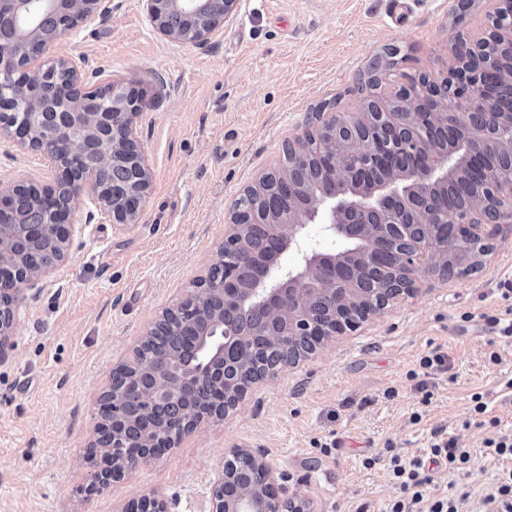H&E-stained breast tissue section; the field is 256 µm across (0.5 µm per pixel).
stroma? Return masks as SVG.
Here are the masks:
<instances>
[{
	"instance_id": "1",
	"label": "stroma",
	"mask_w": 512,
	"mask_h": 512,
	"mask_svg": "<svg viewBox=\"0 0 512 512\" xmlns=\"http://www.w3.org/2000/svg\"><path fill=\"white\" fill-rule=\"evenodd\" d=\"M498 0H241L209 43L161 36L141 0H112L110 18L80 24L55 46L85 56L102 79L144 93L140 137L152 184L138 224L121 230L95 214L75 234L55 277L20 307L0 355V512H122L150 493L168 512H209L229 449L265 456L288 491L318 512H385L399 494L384 459L425 455L433 432L471 454L465 475L430 470L434 495L473 512L503 463L487 439L512 434V338L496 335L500 287L512 281V228L467 276L420 278L411 297L317 354L253 385L223 419L88 495L83 466L112 371L132 359L145 331L205 277L224 241L232 204L283 161L313 112L361 109L359 86L385 48L400 56L384 90L454 63L456 35L483 37ZM56 171L37 152L0 140V181L42 185ZM448 371L424 398L409 373L433 348ZM483 393L497 427L468 425ZM420 422H413V413ZM333 440L320 450L314 443ZM375 458L365 466V458Z\"/></svg>"
}]
</instances>
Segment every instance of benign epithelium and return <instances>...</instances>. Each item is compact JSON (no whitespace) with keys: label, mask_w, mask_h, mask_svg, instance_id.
I'll return each mask as SVG.
<instances>
[{"label":"benign epithelium","mask_w":512,"mask_h":512,"mask_svg":"<svg viewBox=\"0 0 512 512\" xmlns=\"http://www.w3.org/2000/svg\"><path fill=\"white\" fill-rule=\"evenodd\" d=\"M78 2L82 8L76 13L73 0H0V9L11 10L9 42L0 44V68H11V85H0V137L22 151L46 154L58 170L54 184L35 187L36 207L46 223L19 226L21 236L31 243L48 235L52 245L16 261L4 250L0 234V349L13 334L27 292L54 277L66 262L76 226L83 223L85 203H94L112 224L125 228L139 223L151 190L150 162L140 139L138 93L119 82L97 81L98 74L89 72L83 56L49 53L79 23L112 14V0ZM142 2L159 33L178 43L202 46L221 22L210 15L211 0ZM499 2L489 16L485 40L512 48V0ZM490 67L477 44L469 42L460 47L457 65L442 81L444 102L438 107L428 105L430 88L418 82L406 86L404 105L398 109L386 105L377 112L313 113L311 131L285 146L291 156L285 182L288 199L307 182L309 159H317L326 178L310 181V203L287 212L272 211L260 191L248 210L231 209L224 250L234 254L235 267L226 269L217 287L191 296L185 313L190 320L203 317L204 327L187 338L186 370L174 373L169 355L153 368L154 397L173 415L150 438L127 437L128 417L119 409L121 390L111 382L98 402L100 408L111 409L112 416L101 420L88 443L92 451L84 456L91 478L86 492H99L132 474L201 423L223 418L244 400L243 394H231L224 375V359L236 353L239 336L227 319L257 312L266 328L286 322L288 342L296 352L275 365L276 373L411 295L420 277L460 274L428 261L438 241L432 234L420 236L426 225H454L458 241L474 252L472 263L483 262L501 225L512 223V169L490 170L486 164L495 149L512 148V95L504 98L488 91L485 74ZM357 126L367 127L369 135L357 162L347 167L337 148L323 138ZM124 166L135 168L134 181L115 177L112 188L101 185L103 169ZM464 168L476 182L466 209L432 211L435 192ZM19 188L0 182V230L15 219ZM370 219L381 231L366 238L361 225ZM247 224L272 228L275 247L261 264L243 248ZM311 224L323 225L342 249L304 248ZM408 244L415 246L419 263H400L380 300L353 297L360 271L352 257L370 268L381 266ZM242 460L251 462L261 483L253 492L230 494L227 486L239 474ZM123 512L168 510L165 499L152 493ZM210 512L316 510L310 498L298 491L290 494L278 484L264 457L234 448L214 485Z\"/></svg>","instance_id":"obj_1"}]
</instances>
